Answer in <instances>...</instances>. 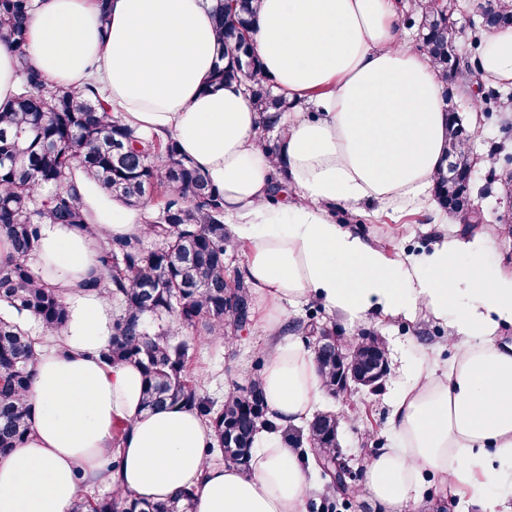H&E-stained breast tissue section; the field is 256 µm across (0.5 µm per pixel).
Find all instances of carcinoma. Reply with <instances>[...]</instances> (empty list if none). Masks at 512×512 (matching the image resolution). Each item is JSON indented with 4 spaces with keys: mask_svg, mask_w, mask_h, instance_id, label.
Listing matches in <instances>:
<instances>
[{
    "mask_svg": "<svg viewBox=\"0 0 512 512\" xmlns=\"http://www.w3.org/2000/svg\"><path fill=\"white\" fill-rule=\"evenodd\" d=\"M259 0H217L214 4L219 45L211 85L244 81L249 99L262 117L260 141L275 155L278 143L268 133L292 104L262 76L251 33ZM34 0H0V40L20 63L22 92L0 111V237L9 252L0 257V456L19 447L32 431L27 394L36 374L42 334L57 335L67 310L58 290L40 280L29 265L43 224H67L91 231L90 215L77 187V176L92 180L130 208L158 198L159 215L146 221L158 247L147 250L139 236L112 238L101 245L102 275L89 286L112 300V342L103 354L110 365L131 363L143 374L142 403L199 412L214 440L208 461L247 468L255 435L273 430L267 416L261 370L244 388L229 392L214 407L203 394V377L191 368L195 347L180 338L187 331L200 340L236 338L248 320L251 286L244 274L227 273L224 258L236 247L224 225V199L194 161L167 136L146 138L125 124L98 88L82 90L49 84L27 62L28 21ZM457 0H411L410 18L421 31L422 45L434 67L448 77L459 31L453 16ZM512 23V6L497 5L492 18H479L487 29ZM445 158L467 174L466 138L448 121ZM436 195L446 208L462 209L470 193L461 181L440 169ZM383 350L377 336L351 347L356 364ZM326 392L336 396V356L316 360ZM123 428L112 436L104 474L119 469ZM336 414L318 413L306 425L311 450L322 460L336 459ZM70 512H194L191 493L181 491L161 503L142 502L114 489L102 497L80 491Z\"/></svg>",
    "mask_w": 512,
    "mask_h": 512,
    "instance_id": "1",
    "label": "carcinoma"
}]
</instances>
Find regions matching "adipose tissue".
<instances>
[{
  "mask_svg": "<svg viewBox=\"0 0 512 512\" xmlns=\"http://www.w3.org/2000/svg\"><path fill=\"white\" fill-rule=\"evenodd\" d=\"M28 28L34 66L56 86L98 81L139 133L171 135L224 198V221L247 249L259 296L266 404L249 471L207 461L210 430L195 411L141 405L143 376L110 366L115 309L88 288L102 241L142 235L138 212L91 182L80 193L97 229L46 224L35 271L58 289L68 318L42 347L28 402L32 432L0 457V512H69L79 478L98 477L115 426L125 430L112 486L153 501L192 489L195 512H304L314 463L284 438L325 390L314 357L284 341L286 309L318 301L352 323L426 311L448 328L446 363L418 349L392 400L390 438L366 468V491L386 512L422 498L428 480L459 487L481 474L471 512L512 499V274L489 270V236L445 238L394 257L335 223L342 205L401 212L431 205L448 140L445 81L403 40L399 0H260L252 38L265 75L293 109L279 152L258 142L245 84H210L217 56L214 0H37ZM483 83L512 81V29L488 34L473 59ZM290 199L272 205L275 175Z\"/></svg>",
  "mask_w": 512,
  "mask_h": 512,
  "instance_id": "adipose-tissue-1",
  "label": "adipose tissue"
}]
</instances>
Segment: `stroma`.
<instances>
[{
  "label": "stroma",
  "instance_id": "obj_1",
  "mask_svg": "<svg viewBox=\"0 0 512 512\" xmlns=\"http://www.w3.org/2000/svg\"><path fill=\"white\" fill-rule=\"evenodd\" d=\"M467 126L476 128L473 148L481 158L479 170L471 185L470 194L483 213V221L466 226L458 217H449L446 229H439L435 212L411 210L403 213L373 211L365 208L353 212L336 208V223L349 224L363 232L371 241L381 243L391 254H414L432 249L442 234H491L493 252L489 258L492 268L512 272V223L504 216L512 212V196L502 190V183L512 175V113L491 112L483 95L474 93L470 84L455 82L448 100ZM288 321H308L317 317L327 324L339 342L345 343L365 335L382 338L388 353L390 372L379 387L361 389L350 396L326 397L322 408L341 414L340 449L351 465L358 469V485H365L364 469L380 448L389 442L390 396L404 381L403 367L412 344L419 343L434 350L440 361L452 359L454 350L448 344V330L435 324L427 313H418L414 321L403 319L382 323L351 324L320 304L311 302L297 308H287ZM266 336L258 314H251L246 329L232 345L209 342L197 350V365L204 377V393L211 401L220 403L229 389L246 386L257 366L266 364ZM368 406L374 414L372 425L355 421L356 409Z\"/></svg>",
  "mask_w": 512,
  "mask_h": 512
}]
</instances>
